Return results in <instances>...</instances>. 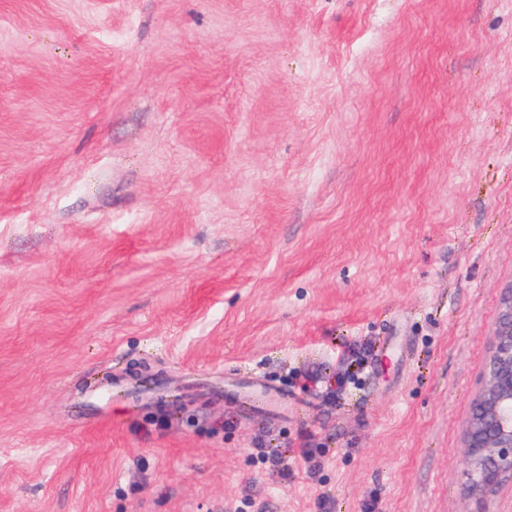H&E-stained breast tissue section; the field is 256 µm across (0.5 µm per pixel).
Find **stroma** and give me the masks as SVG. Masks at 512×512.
<instances>
[{"mask_svg": "<svg viewBox=\"0 0 512 512\" xmlns=\"http://www.w3.org/2000/svg\"><path fill=\"white\" fill-rule=\"evenodd\" d=\"M511 285L512 0H0V512H512ZM465 486L486 495L512 484V285L504 291L483 385L463 431Z\"/></svg>", "mask_w": 512, "mask_h": 512, "instance_id": "stroma-1", "label": "stroma"}]
</instances>
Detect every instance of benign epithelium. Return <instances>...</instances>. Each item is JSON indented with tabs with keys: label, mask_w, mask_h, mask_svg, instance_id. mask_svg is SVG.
I'll use <instances>...</instances> for the list:
<instances>
[{
	"label": "benign epithelium",
	"mask_w": 512,
	"mask_h": 512,
	"mask_svg": "<svg viewBox=\"0 0 512 512\" xmlns=\"http://www.w3.org/2000/svg\"><path fill=\"white\" fill-rule=\"evenodd\" d=\"M465 486L486 495L512 484V286L500 300L483 385L463 431Z\"/></svg>",
	"instance_id": "obj_1"
}]
</instances>
